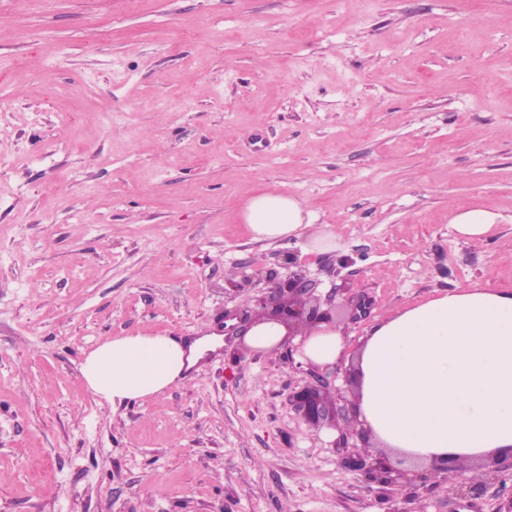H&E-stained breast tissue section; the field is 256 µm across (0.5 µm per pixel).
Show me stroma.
<instances>
[{"label":"stroma","instance_id":"obj_1","mask_svg":"<svg viewBox=\"0 0 512 512\" xmlns=\"http://www.w3.org/2000/svg\"><path fill=\"white\" fill-rule=\"evenodd\" d=\"M258 190L335 248L252 241ZM460 205L497 214L484 245ZM257 266L335 295L339 390L374 324L512 289V0H0V512H386L336 445L351 421L306 423L283 355L225 329ZM206 327L224 345L187 380L87 390L104 337ZM479 482L395 505L499 512L512 475Z\"/></svg>","mask_w":512,"mask_h":512}]
</instances>
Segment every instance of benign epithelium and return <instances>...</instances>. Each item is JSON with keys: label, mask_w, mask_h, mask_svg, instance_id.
<instances>
[{"label": "benign epithelium", "mask_w": 512, "mask_h": 512, "mask_svg": "<svg viewBox=\"0 0 512 512\" xmlns=\"http://www.w3.org/2000/svg\"><path fill=\"white\" fill-rule=\"evenodd\" d=\"M255 277L256 281H265L270 287L254 297V309L262 311L267 320L280 323L288 329L287 338L281 342L279 348L283 349L284 357L292 364L296 352L292 337L301 334L306 328L330 320V311L321 309L320 300L315 295L317 281L302 271H290L284 277L273 272H259ZM328 391L330 384L317 378L296 387L291 393L290 402L309 424L331 423L342 408L334 401L324 399ZM346 464L355 470L367 466L383 474L385 483L391 487L401 486L408 481L404 470L392 467L383 457L368 463L359 454L351 455L346 458ZM445 471L449 478L456 481L458 491L472 495L480 493V486L465 481L457 474L454 465L446 466Z\"/></svg>", "instance_id": "1"}]
</instances>
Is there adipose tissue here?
<instances>
[{
	"label": "adipose tissue",
	"instance_id": "obj_1",
	"mask_svg": "<svg viewBox=\"0 0 512 512\" xmlns=\"http://www.w3.org/2000/svg\"><path fill=\"white\" fill-rule=\"evenodd\" d=\"M238 219L258 241L334 245L327 225L315 223L294 196L253 192ZM452 222L467 243L477 244L498 216L460 207ZM297 342L298 358L321 367L339 361L346 347L333 323L317 324ZM202 356L199 338L109 336L85 352L80 374L97 399L121 405L163 392ZM355 371L354 422L378 448L425 466L512 455V290L458 287L373 326Z\"/></svg>",
	"mask_w": 512,
	"mask_h": 512
}]
</instances>
